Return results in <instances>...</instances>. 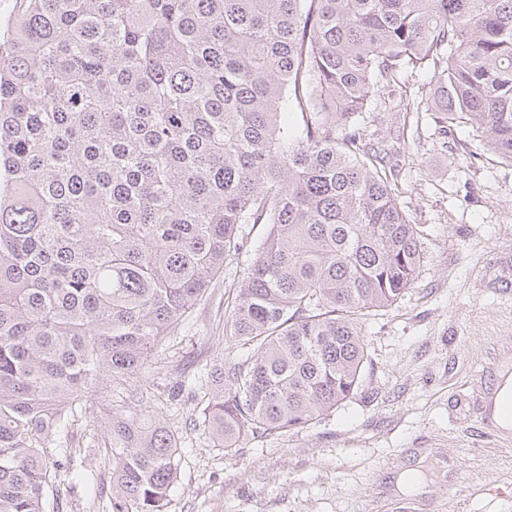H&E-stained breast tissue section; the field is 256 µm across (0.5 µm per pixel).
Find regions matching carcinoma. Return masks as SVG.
Masks as SVG:
<instances>
[{
	"label": "carcinoma",
	"mask_w": 512,
	"mask_h": 512,
	"mask_svg": "<svg viewBox=\"0 0 512 512\" xmlns=\"http://www.w3.org/2000/svg\"><path fill=\"white\" fill-rule=\"evenodd\" d=\"M512 165V0H19L0 44V512H47L91 396L143 373L243 224L270 231L194 421L213 446L300 431L358 390L362 325L420 233L358 127L398 77ZM109 512H165L180 438L112 407ZM400 80L398 85L402 87V90L397 86L392 87L391 89H396L393 93L405 95L404 91L406 90L408 97L415 98V101L424 100L432 91L433 73L430 69H414L413 72L410 70L403 74Z\"/></svg>",
	"instance_id": "obj_1"
}]
</instances>
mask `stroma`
Returning <instances> with one entry per match:
<instances>
[{"label": "stroma", "mask_w": 512, "mask_h": 512, "mask_svg": "<svg viewBox=\"0 0 512 512\" xmlns=\"http://www.w3.org/2000/svg\"><path fill=\"white\" fill-rule=\"evenodd\" d=\"M362 132L398 147L399 200L423 230L416 283L365 321L368 361L352 399L309 428L225 452L192 414L200 371L243 354L224 312L250 257L226 261L145 373L148 406L181 438L168 512H395L391 478L423 455L458 470L412 496L414 512H512V436L478 412L497 371L512 367V167L471 128L443 132L429 112L400 119L375 100ZM66 440L79 451L57 475L54 512H105L108 464L83 422Z\"/></svg>", "instance_id": "1"}]
</instances>
